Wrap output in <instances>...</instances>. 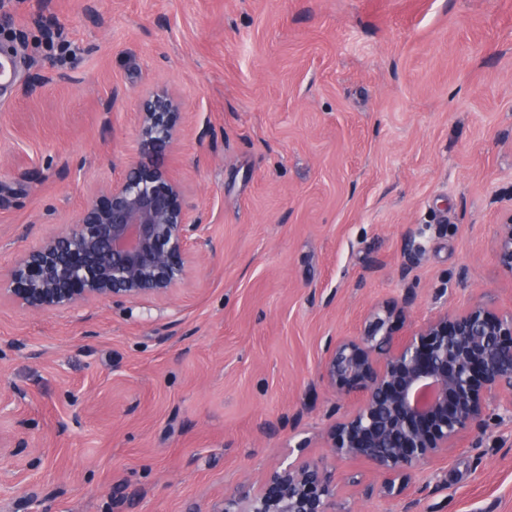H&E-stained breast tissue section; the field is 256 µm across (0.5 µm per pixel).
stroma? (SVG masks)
<instances>
[{"mask_svg": "<svg viewBox=\"0 0 512 512\" xmlns=\"http://www.w3.org/2000/svg\"><path fill=\"white\" fill-rule=\"evenodd\" d=\"M38 7L0 0L19 79H50L40 101L0 97V271L136 160L158 90L192 129L168 165L209 242L160 302L0 306V388L21 391L0 400V433L24 421L29 443L0 457V512H215L301 456L335 467L347 512H404L360 497L350 479L372 469L322 439L354 401L320 381L321 349L385 301L415 322L512 310L495 260L512 0H48L67 59ZM414 485L416 512H512V417Z\"/></svg>", "mask_w": 512, "mask_h": 512, "instance_id": "stroma-1", "label": "stroma"}]
</instances>
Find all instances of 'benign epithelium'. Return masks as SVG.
I'll return each mask as SVG.
<instances>
[{
    "mask_svg": "<svg viewBox=\"0 0 512 512\" xmlns=\"http://www.w3.org/2000/svg\"><path fill=\"white\" fill-rule=\"evenodd\" d=\"M45 80L0 84V95L37 100ZM184 134L180 102L166 91L140 104L139 160L98 186L75 222L16 256L0 273V302L30 312L93 302L147 304L183 286L206 225L192 216L164 158ZM496 261L512 273V215L499 225ZM408 303H386L358 336L326 338L319 379L358 405L325 433L335 457L369 464L364 495L407 500L422 467L448 459L468 434L483 435L512 411V311L484 302L408 322ZM216 512H343L336 470L310 460L274 468L224 496Z\"/></svg>",
    "mask_w": 512,
    "mask_h": 512,
    "instance_id": "obj_1",
    "label": "benign epithelium"
}]
</instances>
